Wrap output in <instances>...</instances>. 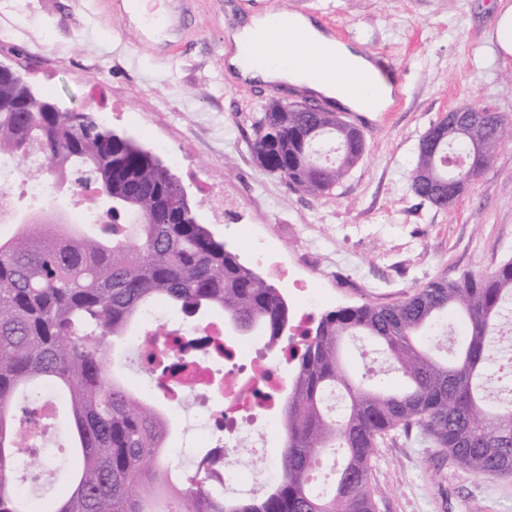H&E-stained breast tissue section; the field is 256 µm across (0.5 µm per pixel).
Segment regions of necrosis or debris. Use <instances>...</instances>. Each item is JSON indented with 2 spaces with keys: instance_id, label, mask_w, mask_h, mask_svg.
Returning a JSON list of instances; mask_svg holds the SVG:
<instances>
[{
  "instance_id": "4bbe7bcc",
  "label": "necrosis or debris",
  "mask_w": 512,
  "mask_h": 512,
  "mask_svg": "<svg viewBox=\"0 0 512 512\" xmlns=\"http://www.w3.org/2000/svg\"><path fill=\"white\" fill-rule=\"evenodd\" d=\"M63 187L57 179L36 184L27 164L1 156L0 201L8 208L0 212V224L14 223L19 211H41L45 196L61 194ZM142 321L130 347L139 371L155 377L149 394L163 398L169 409L197 401L205 407L197 425L209 442L206 452L196 456L195 467L210 468L213 450L243 448L246 456L224 459L214 487L273 480L277 464L267 450V432L275 425L279 400L288 390L287 359L270 358L264 337L227 335L220 314L201 321L158 302L146 310ZM184 356L190 362L183 372L174 377L164 373L167 362Z\"/></svg>"
}]
</instances>
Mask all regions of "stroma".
I'll list each match as a JSON object with an SVG mask.
<instances>
[{"instance_id": "stroma-1", "label": "stroma", "mask_w": 512, "mask_h": 512, "mask_svg": "<svg viewBox=\"0 0 512 512\" xmlns=\"http://www.w3.org/2000/svg\"><path fill=\"white\" fill-rule=\"evenodd\" d=\"M181 33L116 15L113 0H0V61L20 66L42 95L67 108L110 113V127L175 172L200 223L240 252L242 225L276 243L280 258L325 297L324 310L394 305L430 280L489 273L512 259V139L470 191L438 209L416 196L419 141L443 113L489 107L512 129V57L496 17L512 0H165ZM277 10L308 17L369 55L386 53L401 102L346 111L366 151L330 194L315 199L262 168L252 124L271 100L305 90L241 81L225 67V29ZM55 422L39 461L63 492L69 457ZM378 512H512V477L473 475L424 435L397 431L371 467Z\"/></svg>"}]
</instances>
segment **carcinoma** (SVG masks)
<instances>
[{"label": "carcinoma", "instance_id": "carcinoma-1", "mask_svg": "<svg viewBox=\"0 0 512 512\" xmlns=\"http://www.w3.org/2000/svg\"><path fill=\"white\" fill-rule=\"evenodd\" d=\"M48 99L0 75V155L19 161L36 150L45 176L62 173L112 196L111 223L79 231L47 202L44 215L0 238V512H376L370 483L377 445L418 430L474 475L512 476V260L495 271L438 278L392 306H343L306 329L280 411L285 443L280 478L259 499L229 500L196 470L158 498L169 420L111 376L112 341L145 309L164 302L186 313L222 312L281 353L288 301L226 249L190 202L179 178L156 156L93 112H49ZM251 152L293 189L330 193L361 160L365 144L337 112H303L269 102L253 124ZM470 135L460 126L418 149L411 188L446 197L463 176ZM427 173L431 179L417 181ZM358 336L386 354L389 370L368 386L349 378L343 338ZM405 379L395 388L388 371ZM343 401L333 416L326 399ZM57 395L70 418L71 477L64 496L38 498L18 487L24 424ZM334 456V479L316 485L318 459Z\"/></svg>", "mask_w": 512, "mask_h": 512}]
</instances>
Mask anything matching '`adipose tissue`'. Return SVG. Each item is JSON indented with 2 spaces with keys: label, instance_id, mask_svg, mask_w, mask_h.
<instances>
[{
  "label": "adipose tissue",
  "instance_id": "obj_1",
  "mask_svg": "<svg viewBox=\"0 0 512 512\" xmlns=\"http://www.w3.org/2000/svg\"><path fill=\"white\" fill-rule=\"evenodd\" d=\"M272 18L269 12L254 15L248 23L228 33L236 52L228 58L227 66L242 80L304 87L335 101L339 107L355 112H383L392 104L394 88L381 75L369 55L335 39L314 22L300 16L293 18L289 28L287 41L290 58L303 55L310 47H319L325 56L317 60V67L335 68L336 77L313 74L309 68L290 65L289 61L268 65L244 62L239 54L240 49L261 39Z\"/></svg>",
  "mask_w": 512,
  "mask_h": 512
}]
</instances>
